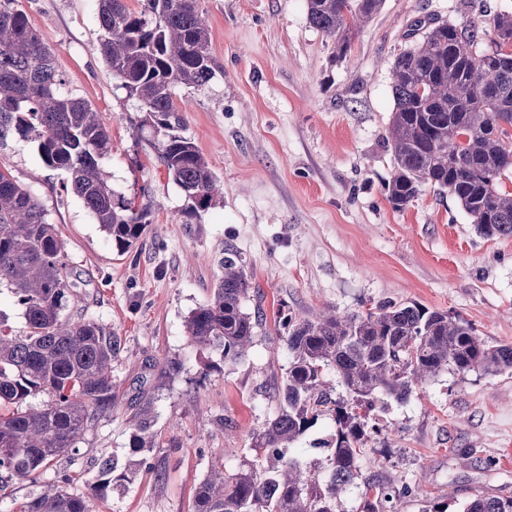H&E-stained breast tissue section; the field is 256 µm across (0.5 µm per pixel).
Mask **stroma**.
I'll return each mask as SVG.
<instances>
[{
    "label": "stroma",
    "instance_id": "obj_1",
    "mask_svg": "<svg viewBox=\"0 0 512 512\" xmlns=\"http://www.w3.org/2000/svg\"><path fill=\"white\" fill-rule=\"evenodd\" d=\"M54 55L64 88L101 112L112 139L108 181L147 204L142 243L121 253L45 166L34 139L10 135L0 169L29 188L66 242L77 276L66 317L117 330L111 414L97 420L42 481L86 494L98 458H125L131 418L149 411L157 446L95 512H191L212 460L227 471L252 458L251 433L278 408L288 356L278 312L313 318L415 301L469 323L490 345L512 346V236L479 235L447 191L424 186L405 210L385 184L393 109L391 68L410 23L486 22L512 0H383L345 58L310 24L306 0H199L219 68L202 87L180 86L183 133L223 187L193 208L167 176L145 114L101 54L98 0H18ZM241 257L261 306L247 355L189 343L186 320L210 301L225 251ZM360 478L339 512H361L366 480L399 491L403 512L478 493L512 497V372L449 370L417 394L365 414Z\"/></svg>",
    "mask_w": 512,
    "mask_h": 512
}]
</instances>
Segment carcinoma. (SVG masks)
Listing matches in <instances>:
<instances>
[{
    "mask_svg": "<svg viewBox=\"0 0 512 512\" xmlns=\"http://www.w3.org/2000/svg\"><path fill=\"white\" fill-rule=\"evenodd\" d=\"M383 0H307L310 23L329 37L336 57L351 48L355 29ZM101 53L128 97L161 136L157 158L192 202L208 207L222 193L208 161L182 134L179 85L202 87L219 69L198 0H99ZM493 47L476 52L487 29L473 22L431 26L415 20L414 44L394 61V100L387 147L394 159L385 185L389 203L407 208L421 187L448 190L487 238L512 236V13L495 15ZM33 135L43 163L69 175L82 200L119 252L142 241L151 211L116 194L101 168L112 150L105 120L91 104L63 91L52 52L40 41L17 0H0V142ZM23 310L26 332L0 319V495L13 479L37 482L73 448L96 420L112 413V362L121 338L94 319L63 317L71 289L64 241L35 195L0 170V288ZM250 282L233 251L211 300L195 309L186 328L191 345L218 350L226 363L246 356L259 316L246 311ZM288 368L276 386L278 413L252 432L256 455L233 474L212 465L195 488L193 512H336L359 476L364 410L404 403L426 381L449 369L468 373L512 370V347L489 345L473 328L418 303L378 311L279 317ZM336 383L326 380L329 372ZM340 389L343 396L331 398ZM42 397L40 405L30 400ZM335 432L323 443L327 465L306 461L294 448L320 417ZM155 447L151 421L136 417L127 463L99 460L90 492L77 495L41 484L18 512H91L116 481L132 474L138 457ZM400 496L380 483L365 487L362 512H401ZM458 512H512V498L477 495Z\"/></svg>",
    "mask_w": 512,
    "mask_h": 512,
    "instance_id": "carcinoma-1",
    "label": "carcinoma"
}]
</instances>
